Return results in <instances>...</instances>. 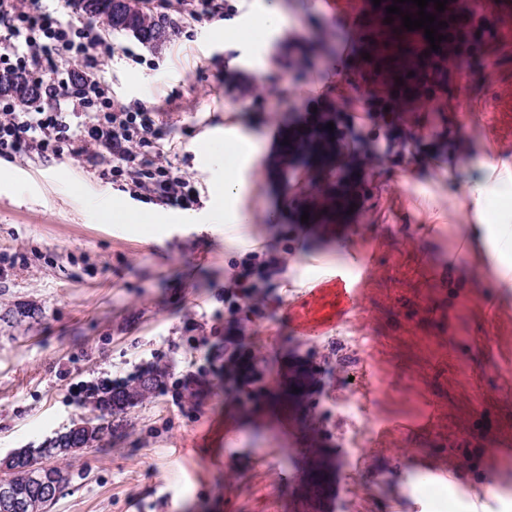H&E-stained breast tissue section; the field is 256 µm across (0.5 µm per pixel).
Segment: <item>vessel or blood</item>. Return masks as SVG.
<instances>
[{"mask_svg": "<svg viewBox=\"0 0 512 512\" xmlns=\"http://www.w3.org/2000/svg\"><path fill=\"white\" fill-rule=\"evenodd\" d=\"M376 270L375 254L355 251L349 266L338 267L309 280L284 304L282 316L295 335L319 339L353 323L362 310L365 284ZM362 395L367 403L377 400L380 374L372 357L360 362Z\"/></svg>", "mask_w": 512, "mask_h": 512, "instance_id": "1", "label": "vessel or blood"}]
</instances>
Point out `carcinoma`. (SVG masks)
I'll return each instance as SVG.
<instances>
[{"mask_svg":"<svg viewBox=\"0 0 512 512\" xmlns=\"http://www.w3.org/2000/svg\"><path fill=\"white\" fill-rule=\"evenodd\" d=\"M111 0H84V14L92 21L104 19L113 31L133 34L141 43L159 46L167 42L175 31V23L165 17H151L140 11L137 0H127L123 10L130 14L128 25L119 27L112 24L110 13ZM45 93L42 84L18 71L0 72V94H10L23 102L40 98ZM156 378L150 383L141 380L133 386L124 388L106 387L98 395L95 407L100 411L99 423L91 426L75 425L58 434L45 447L34 450L24 449L16 453L7 464L13 471L12 490L20 500V512H46L52 501L45 498L36 488L37 478L42 472L38 459L67 454L74 449L87 448L99 441L107 418L125 411L140 397L153 388Z\"/></svg>","mask_w":512,"mask_h":512,"instance_id":"carcinoma-1","label":"carcinoma"}]
</instances>
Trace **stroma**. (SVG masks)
Wrapping results in <instances>:
<instances>
[{
    "label": "stroma",
    "mask_w": 512,
    "mask_h": 512,
    "mask_svg": "<svg viewBox=\"0 0 512 512\" xmlns=\"http://www.w3.org/2000/svg\"><path fill=\"white\" fill-rule=\"evenodd\" d=\"M284 5L293 35L317 46L310 74L289 84L278 78L288 54L281 34L230 64L234 19L177 26L156 47L111 34L102 71L118 96L164 112L176 162L204 188L201 207H168L166 224H129L105 206L119 200L150 214L157 204L112 189L81 160L0 162V460L93 417L87 386L159 376L93 447L51 458L69 481L48 512H320L306 493L316 449L335 457L333 479L352 488L337 512H474L460 484L422 480L438 459L460 462L462 484L480 487L491 512H512L502 457L512 443V293L462 247L473 218L459 190L487 184V220L512 223V0L488 8L499 42L468 58V79L450 73L444 93L398 120L408 142L459 139L466 151L428 162L385 155L383 141H371L380 161L366 168L351 156L344 170L373 196L336 215L308 197L289 203L321 171L309 155L277 156L275 142L314 101L362 112L364 91L403 77L414 43L373 0ZM352 37L357 47L340 60L337 47ZM127 47L142 63L125 58ZM240 132L261 153L239 170L234 206L258 219L228 224L218 187ZM358 224L365 236L354 235ZM371 238L382 246L352 327L294 335L281 314L290 295ZM257 240L286 257L287 271L266 284L260 316L243 323L267 371L264 394L239 403L224 390L223 359L190 352L223 335L224 282ZM296 352L326 369L320 392L301 400L285 390ZM370 353L384 372L373 410L393 424L383 447L369 445L367 419L336 409ZM430 406L434 426L414 429Z\"/></svg>",
    "instance_id": "35a3bbf8"
}]
</instances>
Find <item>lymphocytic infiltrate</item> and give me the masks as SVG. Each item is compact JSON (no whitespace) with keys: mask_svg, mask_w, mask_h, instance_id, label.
<instances>
[{"mask_svg":"<svg viewBox=\"0 0 512 512\" xmlns=\"http://www.w3.org/2000/svg\"><path fill=\"white\" fill-rule=\"evenodd\" d=\"M448 12L452 20L443 30L444 51H432L425 41L414 52L412 88L392 84L366 101V117L372 122L368 134L355 133L356 113L337 106L307 113L302 128L333 124L330 150L353 149L366 166L376 161L366 147L372 136L383 137L388 152L404 155L407 143L395 134L399 112L412 101L433 100L459 59L489 50L498 39L496 28L473 0H449ZM111 53L108 35L81 20L61 21L34 7L32 0H0V67L47 81L50 88L38 105L23 107L0 97V160L81 157L106 183L132 196L183 209L200 204L198 188L169 155L159 113L114 97L99 74V57ZM74 64L83 74L76 91L70 88ZM286 265L285 257L263 246L245 252L224 284L225 300L246 316L258 315L264 301L261 286L281 276ZM218 356L232 372L239 396L253 397L254 385L265 374L244 337H225L223 347L204 354L208 360Z\"/></svg>","mask_w":512,"mask_h":512,"instance_id":"f902f5d3","label":"lymphocytic infiltrate"}]
</instances>
